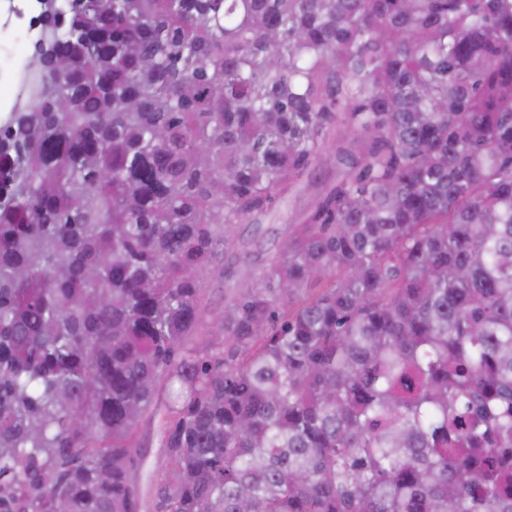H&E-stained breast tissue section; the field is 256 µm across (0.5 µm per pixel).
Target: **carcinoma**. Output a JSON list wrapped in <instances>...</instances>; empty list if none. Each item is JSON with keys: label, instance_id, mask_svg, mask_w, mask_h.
<instances>
[{"label": "carcinoma", "instance_id": "cac0c4a2", "mask_svg": "<svg viewBox=\"0 0 512 512\" xmlns=\"http://www.w3.org/2000/svg\"><path fill=\"white\" fill-rule=\"evenodd\" d=\"M36 22L0 124V512H512V0ZM338 128L346 171L205 320L226 234ZM12 86H14L15 92L8 97L10 107L27 93L36 91L41 86V80L37 75L26 70L24 66H20L13 74ZM143 458L141 473L143 479H147L148 474L164 463L162 448L156 434L153 431L147 433L144 441V447L141 448Z\"/></svg>", "mask_w": 512, "mask_h": 512}]
</instances>
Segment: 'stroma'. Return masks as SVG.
<instances>
[{
	"mask_svg": "<svg viewBox=\"0 0 512 512\" xmlns=\"http://www.w3.org/2000/svg\"><path fill=\"white\" fill-rule=\"evenodd\" d=\"M335 140H328L318 163L286 195L276 199L268 216L235 225L225 245L226 256L216 259L215 272L202 297L206 317L224 312L225 282L249 283L278 256L296 224L309 221L327 190L336 182Z\"/></svg>",
	"mask_w": 512,
	"mask_h": 512,
	"instance_id": "obj_1",
	"label": "stroma"
}]
</instances>
